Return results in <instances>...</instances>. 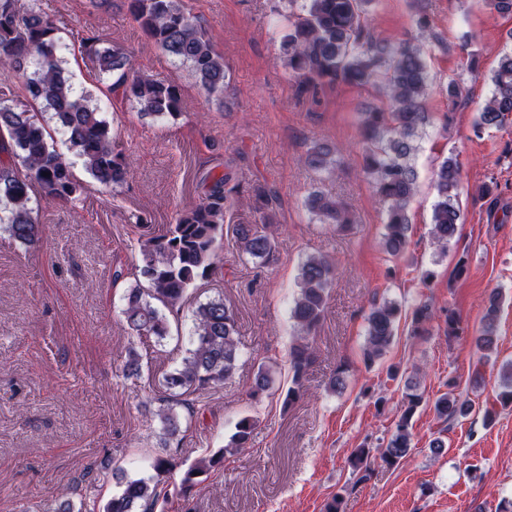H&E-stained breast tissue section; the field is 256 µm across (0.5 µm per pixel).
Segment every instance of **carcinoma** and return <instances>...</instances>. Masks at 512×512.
<instances>
[{
    "mask_svg": "<svg viewBox=\"0 0 512 512\" xmlns=\"http://www.w3.org/2000/svg\"><path fill=\"white\" fill-rule=\"evenodd\" d=\"M378 0H301L297 9L283 18L280 50L291 77L302 89L345 84L357 88L379 87L381 104L361 113L360 130L365 152L364 173L379 201L385 206L382 245L391 256L402 254L410 231L409 209L417 190L414 164L417 139L429 122L426 103L430 74L424 41L440 42L433 31L422 0H416L414 25L417 34L396 45L378 37L374 15ZM128 10L139 27L165 55L186 66L195 83L209 96L224 99L227 72L224 55L214 46L203 23L193 16L184 0H128ZM81 43L92 68L109 79L104 96L110 106L132 104L141 116L177 118L182 114V95L177 84L144 75H134L121 49H101L93 38L71 33ZM67 44L58 36L53 20L38 0H0V61H6L19 80L21 98L0 94V228L17 242L34 248L40 228L32 206L33 197L47 203L67 202L85 190L77 180L74 163L54 146L62 136L98 184H122L127 165L116 150L112 128L88 98L74 89L62 68ZM463 94L460 81H448L445 96L448 112L459 105ZM50 114L45 120L43 113ZM512 123V54H505L491 78V90L475 123V132L502 128ZM336 149L313 142L305 163L322 172L330 169ZM461 171L456 160L445 159L435 172L436 200L432 208L431 237L447 251L462 221L457 200ZM202 200L179 212L175 222L162 233L147 229L138 238L140 279L126 289L123 314L132 338L169 336L166 313L176 314L189 301L190 289L220 269L224 223L230 208L226 186L231 175H210ZM307 210L322 224L346 227L349 219L343 205L315 188L306 197ZM232 232L245 253L258 264L276 260L273 225L234 224ZM334 276L332 262L325 256H310L297 277L298 296L292 309L302 342L289 349L293 372L286 391L287 404L302 395V382L312 363L309 338L314 336L327 306L328 290ZM502 297L496 290L488 297L482 329L476 338L479 350H494V335ZM399 306L391 301L372 304L366 316L364 357L369 363L383 356L394 337ZM431 310L422 304L414 312L413 334L428 333L425 324ZM239 357L237 319L222 299L199 304L194 312L191 348L181 365L165 377L170 395L161 399L156 412L163 434L174 437L182 421L176 409L191 408L192 395L224 384L236 369ZM273 384L270 370L259 367L251 397L258 399ZM402 412L384 447L353 450V471L365 478L375 459L393 466L411 448V419L422 404L417 384L409 381ZM438 417L465 418L472 403L449 391L434 402ZM258 420L240 416L234 424L227 448H244L251 441ZM226 448L199 459L182 470L179 493L191 495L202 476L222 465ZM177 467L170 456L150 462L153 474L128 479L112 476L121 486L103 507V512H156L167 499L164 477ZM55 512H89L86 502H74L69 493L58 496Z\"/></svg>",
    "mask_w": 512,
    "mask_h": 512,
    "instance_id": "cac0c4a2",
    "label": "carcinoma"
}]
</instances>
